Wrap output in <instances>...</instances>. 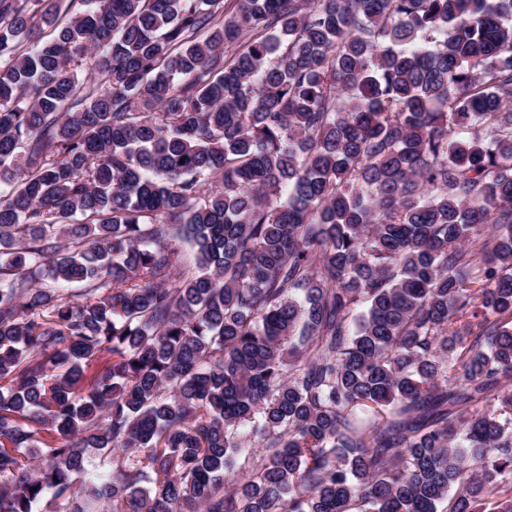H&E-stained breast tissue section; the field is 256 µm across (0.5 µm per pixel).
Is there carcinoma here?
Segmentation results:
<instances>
[{
	"instance_id": "1",
	"label": "carcinoma",
	"mask_w": 512,
	"mask_h": 512,
	"mask_svg": "<svg viewBox=\"0 0 512 512\" xmlns=\"http://www.w3.org/2000/svg\"><path fill=\"white\" fill-rule=\"evenodd\" d=\"M37 2L0 512H512V0Z\"/></svg>"
}]
</instances>
